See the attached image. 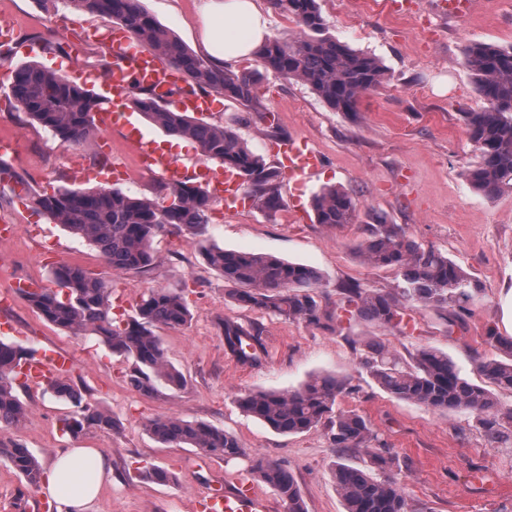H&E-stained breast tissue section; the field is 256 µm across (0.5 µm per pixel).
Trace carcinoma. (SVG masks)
<instances>
[{
	"instance_id": "carcinoma-1",
	"label": "carcinoma",
	"mask_w": 512,
	"mask_h": 512,
	"mask_svg": "<svg viewBox=\"0 0 512 512\" xmlns=\"http://www.w3.org/2000/svg\"><path fill=\"white\" fill-rule=\"evenodd\" d=\"M59 2L119 24L178 69L190 90L218 93L244 106L254 102L251 75L216 67L193 53L147 12L141 0H37L45 10L57 8ZM270 4L293 18L299 33L288 39L269 38L255 49L257 62L265 70L301 82L333 110L352 115L364 95L385 84V69L376 57L325 33L319 0H270ZM463 58L486 101L483 111L463 113L468 139L477 153V160L467 166L463 176L475 191L492 198L512 189V46L470 43L463 49ZM98 103L99 98L91 90L36 62L17 67L5 98L7 111L21 112L60 141L75 144L96 135L93 112ZM129 106L164 133L197 144L207 160L234 170L257 207L268 212L281 208L280 171L267 166L232 127L171 109L149 89L141 90ZM11 179L26 191L33 211L95 246L115 271L155 265L157 256L152 244L163 231H186L199 237L206 232L211 196L186 181L165 186L159 204L120 189L59 188L48 193L28 186L19 175ZM312 207L317 223L330 228L352 223L357 211L354 198L337 188L323 189L313 198ZM372 220L365 225L366 239L354 245L353 251L374 268L398 270L401 282L393 293L347 283L341 286L339 303L331 310L322 308L316 300L322 276L311 267L214 245L203 247V257L224 279L228 298L308 325L340 328L369 321L402 330L408 325L405 311L409 303L434 309L450 328L461 315L471 313V305L481 291L478 280L445 254L409 241L401 225L391 224L379 214ZM52 279L63 291L19 289L45 322L75 335H92L113 353L131 361L127 381L143 395H158L161 382L175 388L184 385V375L167 360L154 332L159 325L188 323L190 311L184 289L152 291L137 305L136 316L119 326L112 317V291L103 280L70 264L55 267ZM221 335L225 354L239 365H262L267 355L262 324L226 319ZM485 338L493 347L507 346L511 359H478L475 372L483 379L481 384L462 376L447 354L425 347L402 363L383 343L370 342L365 344L360 365L392 397L444 414H468L488 441L497 442L512 437V411L499 409L495 393L486 384L512 391V340H504L491 326ZM28 355L29 350L0 340V429L16 426L27 417V407L13 384L18 377L17 362ZM49 390L74 407L72 415L63 419L64 431L78 434L90 427L112 429V417L83 402L80 392L68 381L54 382ZM351 390L349 379L324 375L311 378L296 390L249 392L238 397L237 403L245 414L282 434H302L324 425L334 447L346 453L372 448L377 441L362 415L335 409L337 398ZM147 430L161 444L190 445L218 459L245 455L237 438L223 428L178 415L156 418ZM0 462L8 464L27 485L37 487L41 483V465L24 445L0 443ZM250 472L277 493L286 512H307L298 485L286 467L255 457ZM334 474L345 512H409L396 480H381L367 470L341 462L336 463ZM141 476L157 484L175 480L172 473L159 467L147 469Z\"/></svg>"
}]
</instances>
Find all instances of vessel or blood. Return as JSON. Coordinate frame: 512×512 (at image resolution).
Returning a JSON list of instances; mask_svg holds the SVG:
<instances>
[{"label":"vessel or blood","instance_id":"vessel-or-blood-1","mask_svg":"<svg viewBox=\"0 0 512 512\" xmlns=\"http://www.w3.org/2000/svg\"><path fill=\"white\" fill-rule=\"evenodd\" d=\"M117 56L104 74L96 75L74 70L73 79L85 86H99L112 94L111 105L102 107L95 114L99 131H110L118 115L114 108L125 105L138 90L159 87L160 91L174 88L178 83L177 71L162 66L156 53L135 43L125 31L112 33ZM223 104L214 94H182L179 108L184 112L203 115L221 110ZM280 168L291 179L300 181L316 169L321 162L320 155L304 142L288 140L280 149ZM69 367L68 357L61 352L43 350L23 359L18 367L23 377L34 384L62 377ZM197 512H268L266 500L249 483H240L225 488L223 493L198 500Z\"/></svg>","mask_w":512,"mask_h":512}]
</instances>
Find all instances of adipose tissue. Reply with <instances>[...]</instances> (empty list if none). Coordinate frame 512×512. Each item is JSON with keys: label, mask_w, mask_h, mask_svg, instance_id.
I'll return each instance as SVG.
<instances>
[{"label": "adipose tissue", "mask_w": 512, "mask_h": 512, "mask_svg": "<svg viewBox=\"0 0 512 512\" xmlns=\"http://www.w3.org/2000/svg\"><path fill=\"white\" fill-rule=\"evenodd\" d=\"M199 11L201 46L216 66L249 56L269 35L257 0H204ZM111 478V465L96 449L71 448L55 457L41 491L57 512H88Z\"/></svg>", "instance_id": "adipose-tissue-1"}]
</instances>
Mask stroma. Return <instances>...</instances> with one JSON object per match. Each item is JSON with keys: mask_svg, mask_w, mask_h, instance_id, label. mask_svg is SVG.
<instances>
[{"mask_svg": "<svg viewBox=\"0 0 512 512\" xmlns=\"http://www.w3.org/2000/svg\"><path fill=\"white\" fill-rule=\"evenodd\" d=\"M387 2L320 0L328 34L375 56L387 73L386 85L364 96L357 114L334 111L307 86L269 72H261L256 86L258 111L230 101L225 110L208 114V121L233 127L268 166H277L283 140H304L320 154L321 167L302 182L282 179L284 206L277 212L262 211L250 201L228 212L222 202H213L205 238L163 233L154 241L153 268L116 272L88 242L13 194L0 196V225L15 229L11 236H0V320L11 325L0 338L35 351L51 346L66 351L72 359L70 382L85 403L113 421L108 431L66 433L62 420L71 405L44 386L20 382L16 391L29 415L18 426L0 430V441L29 448L45 468L60 450L98 449L112 464V480L91 512H194L196 500L251 480L249 458L256 454L288 467L308 512H344L335 463L365 466V450L339 453L322 426L298 435L278 433L236 403L243 393L287 391L317 374L351 377L357 390L339 399L338 406L368 420L391 460L386 475L397 481L413 512H512V439L488 442L472 417L442 415L391 397L359 376V352L353 347L357 340L379 339L405 361L416 349L430 347L448 354L471 380L478 358H508L507 352L486 344L485 329L492 326L500 336H512L503 309L512 292V190L488 198L463 176L476 158L463 115L485 106L464 64L463 48L469 43L512 46V0H476L464 16L448 15L439 0H413L401 15L392 13ZM200 3L142 0L157 22L196 52L201 49ZM0 24L39 47L50 40L68 48L77 46L82 28L113 26L68 7L45 12L36 0H0ZM133 129L153 141L175 167L205 162L195 143L170 138L136 112L111 132L68 145L2 109L0 137L11 138L14 149L0 158V165L40 190L118 188L161 200L165 178L138 167L129 136ZM329 186L356 199L353 223L337 228L317 224L312 199ZM374 211L401 225L420 247L443 252L480 281L482 291L471 314L455 329H447L435 310L420 307L409 308L405 329L360 322L346 335L268 315L225 297L223 278L206 265L201 252L208 243L312 266L322 275L318 301L331 309L343 282L392 292L400 280L397 270L373 268L352 251L364 239ZM64 263L85 268L111 288L112 312L121 322L135 316L151 291L185 288L190 322L157 330L168 361L187 379L184 387L162 388L152 398L141 395L127 383L124 357L92 338L57 330L30 308L20 287L36 281L51 287L53 268ZM227 318L264 325L268 355L260 367H242L225 354L220 325ZM171 414L224 428L238 438L245 456L220 460L187 445L156 442L146 430L148 421ZM154 466L172 472L175 482L158 485L140 477V470ZM0 512L57 509L0 463Z\"/></svg>", "mask_w": 512, "mask_h": 512, "instance_id": "1", "label": "stroma"}]
</instances>
